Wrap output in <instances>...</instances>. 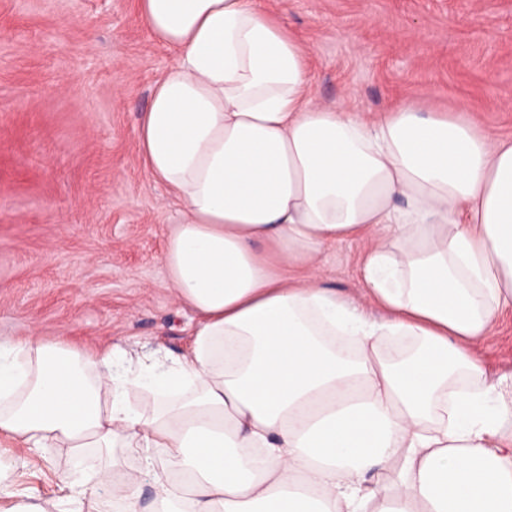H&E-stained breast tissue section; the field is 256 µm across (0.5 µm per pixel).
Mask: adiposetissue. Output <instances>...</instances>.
Masks as SVG:
<instances>
[{"label": "adipose tissue", "mask_w": 512, "mask_h": 512, "mask_svg": "<svg viewBox=\"0 0 512 512\" xmlns=\"http://www.w3.org/2000/svg\"><path fill=\"white\" fill-rule=\"evenodd\" d=\"M139 9L174 54L138 147L179 205L163 262L193 340L136 359L0 335V440L144 450L95 478L126 512L146 474L154 512H512V378L475 352L512 311V139L407 102L321 105L258 0ZM355 236L359 303L321 276ZM89 481L36 512H84Z\"/></svg>", "instance_id": "adipose-tissue-1"}]
</instances>
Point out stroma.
<instances>
[{"label": "stroma", "instance_id": "1", "mask_svg": "<svg viewBox=\"0 0 512 512\" xmlns=\"http://www.w3.org/2000/svg\"><path fill=\"white\" fill-rule=\"evenodd\" d=\"M305 47L311 93L366 114L392 103L465 115L512 139V0H260ZM173 55L136 0H0V334L180 356L192 338L163 263L177 216L145 173L137 127ZM363 242L326 256L327 287L361 295ZM490 378L512 375V313L477 346ZM0 512H28L85 449H13Z\"/></svg>", "mask_w": 512, "mask_h": 512}]
</instances>
